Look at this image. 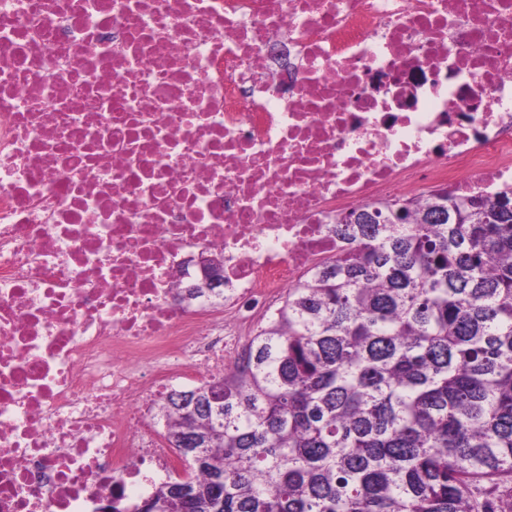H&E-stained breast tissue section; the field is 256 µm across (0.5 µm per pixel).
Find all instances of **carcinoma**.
<instances>
[{
  "label": "carcinoma",
  "mask_w": 512,
  "mask_h": 512,
  "mask_svg": "<svg viewBox=\"0 0 512 512\" xmlns=\"http://www.w3.org/2000/svg\"><path fill=\"white\" fill-rule=\"evenodd\" d=\"M157 403L200 479L137 512H512V189L427 195Z\"/></svg>",
  "instance_id": "1"
}]
</instances>
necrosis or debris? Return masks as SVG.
Segmentation results:
<instances>
[{
    "label": "necrosis or debris",
    "instance_id": "obj_1",
    "mask_svg": "<svg viewBox=\"0 0 512 512\" xmlns=\"http://www.w3.org/2000/svg\"><path fill=\"white\" fill-rule=\"evenodd\" d=\"M512 186V0H0V512L196 471L159 399L350 249L340 214ZM201 253L224 307L179 302Z\"/></svg>",
    "mask_w": 512,
    "mask_h": 512
}]
</instances>
